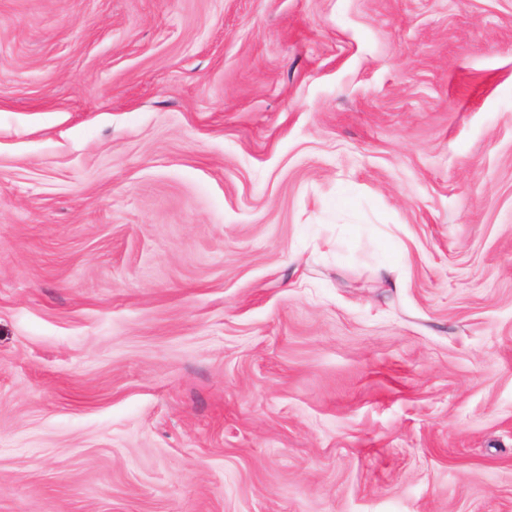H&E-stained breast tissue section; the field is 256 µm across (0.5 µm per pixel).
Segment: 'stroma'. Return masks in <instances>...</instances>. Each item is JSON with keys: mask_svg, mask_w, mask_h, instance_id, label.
Here are the masks:
<instances>
[{"mask_svg": "<svg viewBox=\"0 0 512 512\" xmlns=\"http://www.w3.org/2000/svg\"><path fill=\"white\" fill-rule=\"evenodd\" d=\"M0 512H512V0H0Z\"/></svg>", "mask_w": 512, "mask_h": 512, "instance_id": "1", "label": "stroma"}]
</instances>
